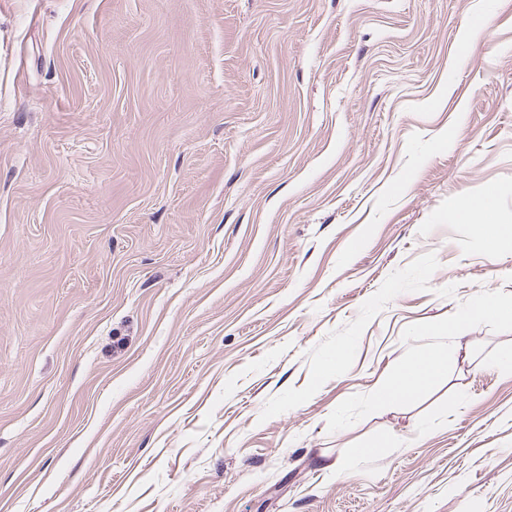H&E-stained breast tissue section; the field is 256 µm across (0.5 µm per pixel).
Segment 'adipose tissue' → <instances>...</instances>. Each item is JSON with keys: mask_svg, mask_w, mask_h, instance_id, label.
Masks as SVG:
<instances>
[{"mask_svg": "<svg viewBox=\"0 0 512 512\" xmlns=\"http://www.w3.org/2000/svg\"><path fill=\"white\" fill-rule=\"evenodd\" d=\"M468 349V343L458 340L452 350L435 346L399 360L379 388L377 402L383 405L430 389L447 374L449 355L459 356Z\"/></svg>", "mask_w": 512, "mask_h": 512, "instance_id": "obj_1", "label": "adipose tissue"}]
</instances>
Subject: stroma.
<instances>
[{
	"instance_id": "stroma-1",
	"label": "stroma",
	"mask_w": 512,
	"mask_h": 512,
	"mask_svg": "<svg viewBox=\"0 0 512 512\" xmlns=\"http://www.w3.org/2000/svg\"><path fill=\"white\" fill-rule=\"evenodd\" d=\"M485 197L512 0H0V512H512ZM511 308L495 301L483 300L475 308H469L463 314L465 319H477L488 316H510ZM448 372V351L435 346L396 362L378 390L376 401L384 405L407 398L438 383Z\"/></svg>"
}]
</instances>
